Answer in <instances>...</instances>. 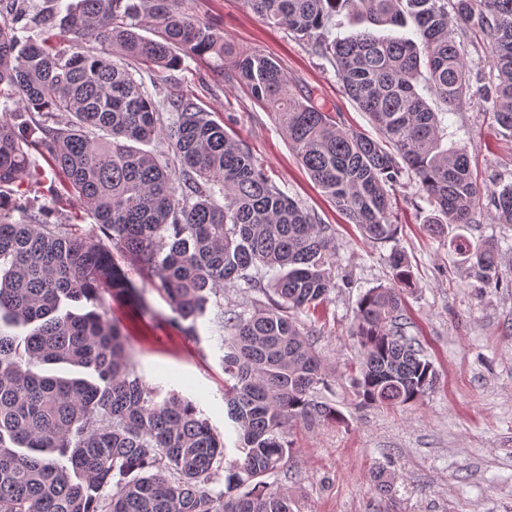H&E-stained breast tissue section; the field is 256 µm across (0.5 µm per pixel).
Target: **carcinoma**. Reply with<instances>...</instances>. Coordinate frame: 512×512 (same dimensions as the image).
<instances>
[{
  "label": "carcinoma",
  "instance_id": "cac0c4a2",
  "mask_svg": "<svg viewBox=\"0 0 512 512\" xmlns=\"http://www.w3.org/2000/svg\"><path fill=\"white\" fill-rule=\"evenodd\" d=\"M243 3L312 41L381 140L339 126L293 90L273 58L228 46L182 0H77L34 15L19 0H0V97L21 108L0 114V512H293L264 480L288 458V427L344 422L322 396L313 331L297 320L317 314L335 287L329 227L273 183L196 95L157 101L134 78L136 65L163 71L187 56L228 66L274 113L310 178L374 242L395 239L389 190L406 175L431 207L427 231L472 223L481 190L464 150L443 147L444 112L429 99L449 110L490 101L498 125L512 132V0ZM344 10L376 27L411 24L416 39L370 30L333 38V18ZM459 22L490 40V87L456 40ZM146 24L155 37L139 33ZM57 27L67 34L63 47ZM91 40L101 44L95 54L85 50ZM59 114L66 126H50ZM92 128L109 137L90 136ZM161 134L180 162L177 177L135 147ZM38 145L54 175L51 196L75 201L91 229L52 224L42 205H30L22 223L1 216L14 207L13 186L34 173ZM490 202L498 221L512 224V184ZM451 245L477 279H498L493 246L463 236ZM388 260L391 285L369 289L355 315L360 406L411 405L437 382L433 363L402 333L403 294L413 285L407 257L394 248ZM127 265L151 278L191 334L226 286L256 287L252 269L273 273L267 305L217 316L227 332L224 402L238 435L219 498L206 483L227 453L224 441L193 403L157 400L106 317V297L138 295ZM38 365L89 370L96 380L41 374Z\"/></svg>",
  "mask_w": 512,
  "mask_h": 512
}]
</instances>
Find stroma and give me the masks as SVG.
Masks as SVG:
<instances>
[{
    "label": "stroma",
    "instance_id": "1",
    "mask_svg": "<svg viewBox=\"0 0 512 512\" xmlns=\"http://www.w3.org/2000/svg\"><path fill=\"white\" fill-rule=\"evenodd\" d=\"M184 8L213 24L233 48L276 60L293 87L326 105L343 128L378 137L310 43L267 24L242 0H185ZM138 80L152 93H196L269 178L330 227L335 287L323 310L302 316L301 323L318 331L316 349L329 384L325 396L345 421H300L290 428V457L270 482L288 494L293 512H512V224L498 223L490 203L491 192L512 183V133L497 125L491 104H467L445 116L447 144L466 150L481 188L473 223L462 229L447 224L440 235H429L424 221L430 207L415 180L405 178L390 191L397 237L376 243L311 180L273 114L211 62L188 58L161 73L142 70ZM459 234L497 248L498 287L475 278L450 251L449 240ZM395 247L407 253L416 280L404 296L405 333L421 344L438 382L414 405L361 408L351 384L358 346L350 330L362 295L389 285L388 256ZM141 293L151 314L132 299L112 301L109 310L127 335L135 372L159 397L193 401L227 447H234L215 318L221 310L248 312L267 304L264 289L225 288L193 336L174 323L163 295L148 285ZM382 468L393 478L383 495L372 484Z\"/></svg>",
    "mask_w": 512,
    "mask_h": 512
}]
</instances>
